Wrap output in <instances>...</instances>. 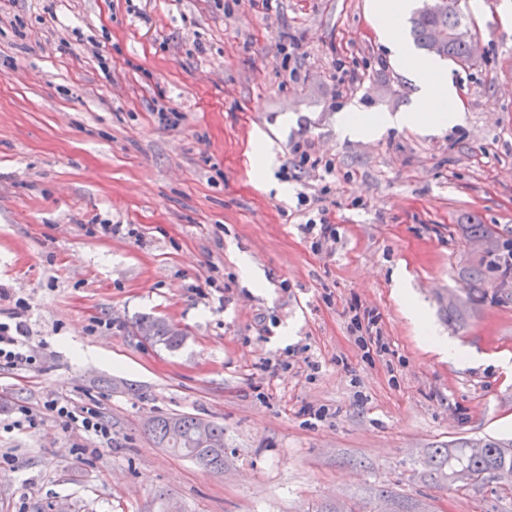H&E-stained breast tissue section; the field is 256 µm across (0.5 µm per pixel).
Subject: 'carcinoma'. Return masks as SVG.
Here are the masks:
<instances>
[{"instance_id":"cac0c4a2","label":"carcinoma","mask_w":512,"mask_h":512,"mask_svg":"<svg viewBox=\"0 0 512 512\" xmlns=\"http://www.w3.org/2000/svg\"><path fill=\"white\" fill-rule=\"evenodd\" d=\"M411 32L417 46L433 53L439 32L447 33V40L439 57L467 65L472 62L469 25L448 7L438 12L419 9L410 18ZM472 237H493L499 242L497 249L486 253L472 266L469 273L468 296L474 301L512 288V237H505L494 225H472ZM140 335L149 337L154 344L167 349H176L183 343V334L164 320L144 317L137 324ZM207 431L214 444L204 446L200 442L201 431ZM147 431L159 445L181 456L195 460L203 468L219 472L224 468V426L186 414L158 416L147 424ZM461 469L473 474L472 484L482 482L486 476L495 474L512 493V443L489 440L482 455L463 454L457 459Z\"/></svg>"}]
</instances>
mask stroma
<instances>
[{
  "label": "stroma",
  "instance_id": "obj_1",
  "mask_svg": "<svg viewBox=\"0 0 512 512\" xmlns=\"http://www.w3.org/2000/svg\"><path fill=\"white\" fill-rule=\"evenodd\" d=\"M371 2L0 0V314L24 301L43 356L0 367V512H512L497 476L454 475L463 443L512 440V296L469 300L461 230H512V22L502 0H456L482 46L448 66L460 122L350 140L342 110L416 100ZM258 130L275 150L262 188ZM302 140L336 165L337 240L319 252L297 215L318 172L279 175ZM400 270L469 361L422 341ZM358 309L388 352L351 335ZM143 316L182 346L136 336ZM86 348L108 364L76 357ZM54 396L98 408L111 447L72 452L83 433L49 416L7 429ZM172 413L223 425V470L153 441L148 421ZM273 146V141L264 132L259 131L255 135L254 152L250 157V175L255 182L262 183L264 181L263 171L270 164Z\"/></svg>",
  "mask_w": 512,
  "mask_h": 512
}]
</instances>
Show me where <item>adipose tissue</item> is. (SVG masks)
I'll return each mask as SVG.
<instances>
[{"label": "adipose tissue", "mask_w": 512, "mask_h": 512, "mask_svg": "<svg viewBox=\"0 0 512 512\" xmlns=\"http://www.w3.org/2000/svg\"><path fill=\"white\" fill-rule=\"evenodd\" d=\"M409 7V0H398L396 7H372L371 17L384 35L383 43L391 56L406 71L418 88L419 103L411 112H365L356 108L343 111L336 124L343 135L351 138H369L387 126L413 125L428 121L436 127L453 125L460 108L458 96L448 71L438 62L413 55L407 46L400 22ZM397 295L405 314L419 328L424 341L449 361H460L466 351L458 343L437 335L428 323L422 309L410 293L404 278H397Z\"/></svg>", "instance_id": "adipose-tissue-1"}]
</instances>
